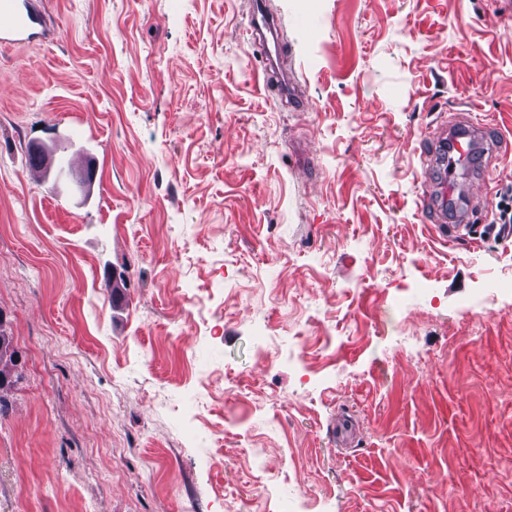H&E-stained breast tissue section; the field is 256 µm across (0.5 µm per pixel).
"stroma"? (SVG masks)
I'll return each instance as SVG.
<instances>
[{"instance_id": "35a3bbf8", "label": "stroma", "mask_w": 512, "mask_h": 512, "mask_svg": "<svg viewBox=\"0 0 512 512\" xmlns=\"http://www.w3.org/2000/svg\"><path fill=\"white\" fill-rule=\"evenodd\" d=\"M0 51V512H512V20L496 0H40ZM475 238H438L422 159ZM95 156L96 183L24 173ZM251 11V25L247 31L252 44L258 46L265 54L268 64L265 65L263 72H258V77L262 78V82L267 86L276 84L281 89H288L284 92L285 100H290L295 108L299 106L302 99L298 96L295 87L288 82V72L281 71L279 68L271 64L273 53L278 56L282 53V48L277 41L276 31L279 19L266 8V1L253 0ZM268 34L273 38V51L269 45ZM487 131V126L480 125H469L464 129L454 130V134L450 136V150H449V159L445 156L443 147L446 143H444L438 153L433 158V163L438 167L443 179L442 186V195L443 200L454 194V188L450 183V177L452 172L457 168V166L464 160H469L473 154L474 142L478 138H484V135ZM449 164V166H448ZM453 171L450 173L448 171ZM448 175V185L446 176ZM451 200L448 198V201Z\"/></svg>"}]
</instances>
